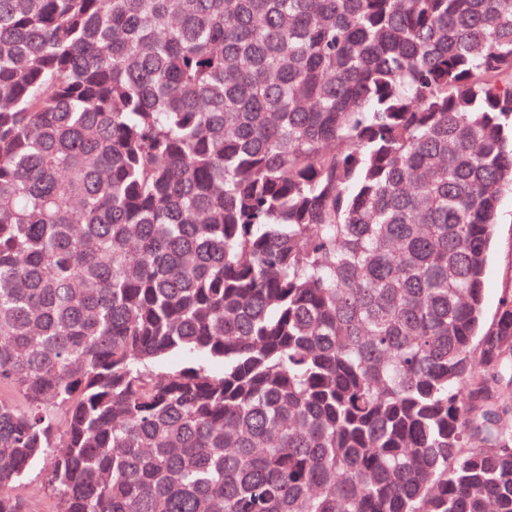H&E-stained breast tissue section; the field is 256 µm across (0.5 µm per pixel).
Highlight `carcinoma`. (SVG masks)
Here are the masks:
<instances>
[{
  "label": "carcinoma",
  "instance_id": "cac0c4a2",
  "mask_svg": "<svg viewBox=\"0 0 512 512\" xmlns=\"http://www.w3.org/2000/svg\"><path fill=\"white\" fill-rule=\"evenodd\" d=\"M507 194L512 0H0V512H512ZM512 291V198L504 196L501 224L495 228L492 259L484 284L485 313L491 322L497 311L499 299Z\"/></svg>",
  "mask_w": 512,
  "mask_h": 512
}]
</instances>
